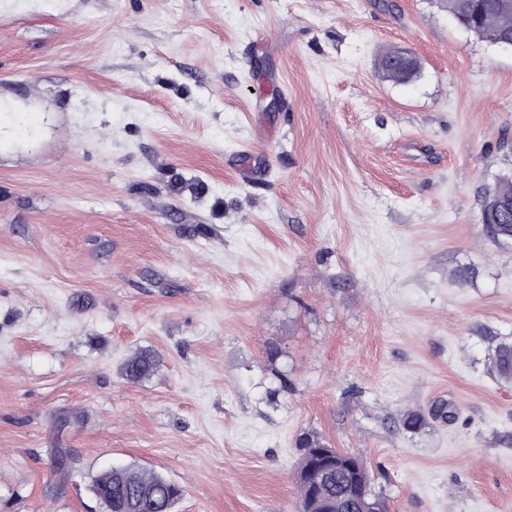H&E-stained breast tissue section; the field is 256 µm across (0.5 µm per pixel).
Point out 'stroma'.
I'll list each match as a JSON object with an SVG mask.
<instances>
[{"label": "stroma", "instance_id": "stroma-1", "mask_svg": "<svg viewBox=\"0 0 512 512\" xmlns=\"http://www.w3.org/2000/svg\"><path fill=\"white\" fill-rule=\"evenodd\" d=\"M0 106L39 117L0 149V512L128 464L299 512L306 432L388 512H512V47L437 0H0ZM405 51L407 50L394 47L379 57L377 66L382 79L395 83H409L418 77L421 64L407 60L408 55L401 57ZM505 204L508 205V213L503 208ZM481 220L486 232L493 239L496 237L498 240L512 243V227L510 230V224H512V175L503 176L497 185L488 192L484 200ZM488 224H491L490 230L495 237L489 233ZM158 360L150 354H134L122 367V372L130 380L138 379L156 369Z\"/></svg>", "mask_w": 512, "mask_h": 512}]
</instances>
